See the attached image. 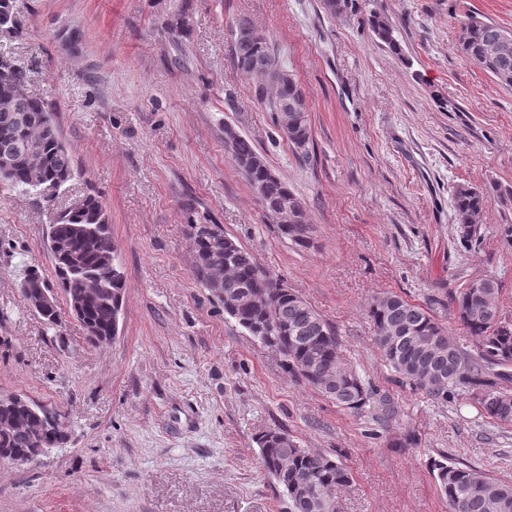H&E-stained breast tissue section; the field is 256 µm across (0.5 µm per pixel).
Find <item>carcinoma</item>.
Here are the masks:
<instances>
[{"label":"carcinoma","mask_w":512,"mask_h":512,"mask_svg":"<svg viewBox=\"0 0 512 512\" xmlns=\"http://www.w3.org/2000/svg\"><path fill=\"white\" fill-rule=\"evenodd\" d=\"M369 0H323L332 15L357 13ZM364 22L375 37L393 53L401 52L391 18L369 11ZM166 28L177 38L189 31V5L184 3L170 17ZM500 25L469 15L460 28V50L489 76L503 85L512 86V54L496 59L486 52L488 42ZM23 33L17 19L14 0H0V37H19ZM263 57L278 58L269 40L256 35L253 23L244 17L235 22L232 63L249 73L246 63ZM0 65V180L8 181L23 192L35 191L43 198L52 197L74 175L68 146L62 141L53 114L43 100L26 93L33 73L13 66L10 57ZM288 80L275 96L265 87L254 84L256 97L267 111L276 113L279 106L296 102L303 112V125L288 131L286 138L302 161L309 158L308 145L312 127L301 86L293 74L281 68ZM226 146L243 177L258 194L264 212L275 208L283 199L297 206L298 223L306 221L305 205L273 172L252 140L236 131L225 130ZM27 141L38 148V162L32 163L17 149ZM502 204L512 203V191L488 192L460 185L454 193L456 214H466L475 224L471 231L458 227L466 242L478 240L477 233L483 212L492 197ZM53 254L57 287L67 301L85 294V278L96 275L112 288V295L85 301L73 310L86 330V342L97 346L115 338V310L121 307L124 278H114L112 268L102 263V254L112 243L108 216L101 202L92 194L75 201L58 214L48 236ZM212 241L195 243L193 276L206 284V268L211 259ZM259 289L265 301L254 306L243 304L232 315L237 323L263 346L281 358L283 369L296 381L307 383L343 409L359 414L370 402L371 393L359 375L342 362L338 340L332 326L298 294L267 274L253 254L240 245L232 252V264L224 275V292L243 293ZM499 288L491 277L469 282L453 299L455 316L467 332L475 337L480 348L472 357L462 351L447 331L423 307L397 294L386 295L387 303L377 297L368 306V313L377 329L379 347L389 366L403 381L437 400H448V394L471 387H480L478 403L486 414L501 422L512 423V395L504 385L512 381V321L503 317L495 304ZM391 326L395 336L382 335V328ZM326 365L336 374V388L323 385L313 362ZM7 394L0 395V417H16L40 433L24 430L0 433V462L14 456H38L40 448H58L67 435L64 424L48 430L42 427L43 411L31 404L26 410L4 405ZM265 471L287 494L291 512H332L336 491L349 485L352 473L339 460L321 452L297 447L288 433L280 429L262 432L256 438ZM440 491L449 509L457 512H512V482L489 476L467 465H449L433 461Z\"/></svg>","instance_id":"1"}]
</instances>
